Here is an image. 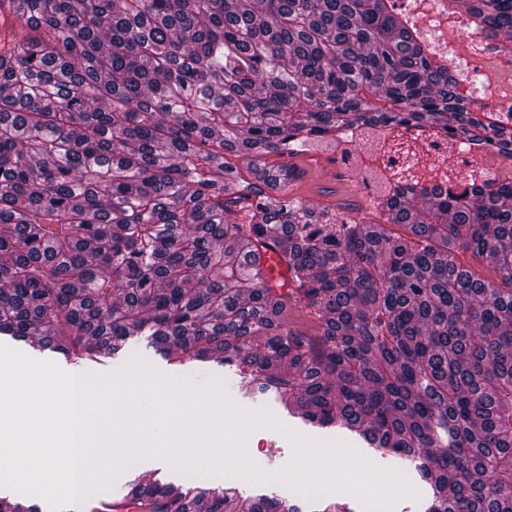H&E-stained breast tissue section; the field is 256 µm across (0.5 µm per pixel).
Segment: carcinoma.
<instances>
[{
  "instance_id": "carcinoma-1",
  "label": "carcinoma",
  "mask_w": 512,
  "mask_h": 512,
  "mask_svg": "<svg viewBox=\"0 0 512 512\" xmlns=\"http://www.w3.org/2000/svg\"><path fill=\"white\" fill-rule=\"evenodd\" d=\"M451 3L437 13L466 35L437 51L390 0H0V336L69 362L136 336L178 366L222 352L243 393L414 464L425 512H512V181L447 166L430 181L463 189L387 184L384 223L366 224L257 163L378 125L512 155V126L475 110L455 69L512 40V0ZM275 248L288 279L271 284ZM236 499L138 482L112 512Z\"/></svg>"
}]
</instances>
